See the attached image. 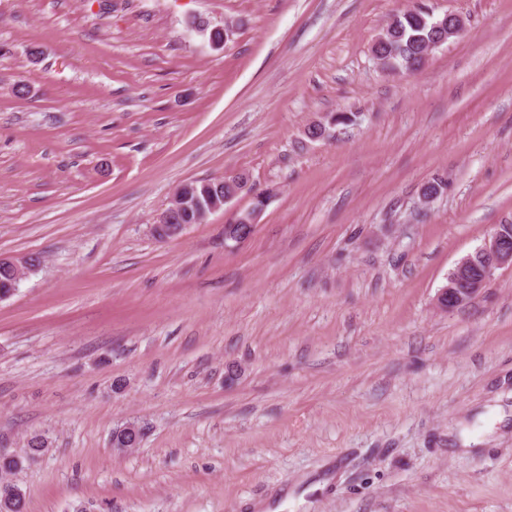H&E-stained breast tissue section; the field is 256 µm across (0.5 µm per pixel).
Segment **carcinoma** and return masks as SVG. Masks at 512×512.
<instances>
[{
    "label": "carcinoma",
    "instance_id": "1",
    "mask_svg": "<svg viewBox=\"0 0 512 512\" xmlns=\"http://www.w3.org/2000/svg\"><path fill=\"white\" fill-rule=\"evenodd\" d=\"M448 37L443 17L436 16L425 5L415 3L398 14L380 34L371 51L386 70L413 72L426 62L429 43ZM19 457L0 453V483L8 481L20 467Z\"/></svg>",
    "mask_w": 512,
    "mask_h": 512
}]
</instances>
